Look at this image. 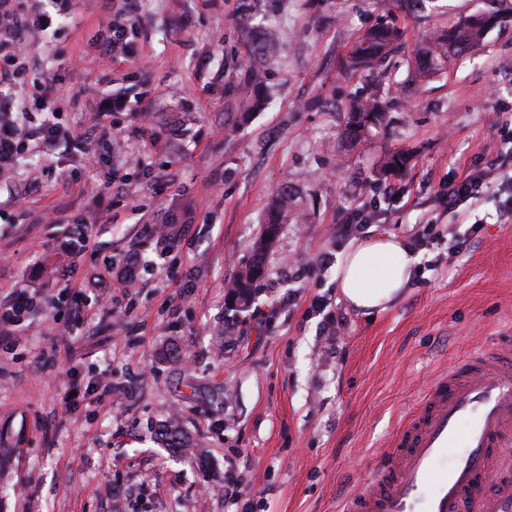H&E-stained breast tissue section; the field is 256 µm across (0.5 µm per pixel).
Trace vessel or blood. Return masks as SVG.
<instances>
[{
    "mask_svg": "<svg viewBox=\"0 0 512 512\" xmlns=\"http://www.w3.org/2000/svg\"><path fill=\"white\" fill-rule=\"evenodd\" d=\"M512 446V336L453 364L426 387L371 475L336 512H512V478L497 476ZM495 478L492 493L480 480Z\"/></svg>",
    "mask_w": 512,
    "mask_h": 512,
    "instance_id": "1",
    "label": "vessel or blood"
}]
</instances>
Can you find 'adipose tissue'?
<instances>
[{"label": "adipose tissue", "mask_w": 512, "mask_h": 512, "mask_svg": "<svg viewBox=\"0 0 512 512\" xmlns=\"http://www.w3.org/2000/svg\"><path fill=\"white\" fill-rule=\"evenodd\" d=\"M415 262L407 245L396 236H375L345 253L337 286L355 308L382 312L400 297Z\"/></svg>", "instance_id": "adipose-tissue-1"}]
</instances>
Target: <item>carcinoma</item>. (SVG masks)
<instances>
[{
  "mask_svg": "<svg viewBox=\"0 0 512 512\" xmlns=\"http://www.w3.org/2000/svg\"><path fill=\"white\" fill-rule=\"evenodd\" d=\"M490 25L483 14L472 15L459 24L448 28L444 33L425 38L414 50L415 78L423 80L434 71L443 68L448 58L475 47ZM242 38L250 54L252 64L247 71V85L251 89L253 106L261 105L264 87L261 63L270 53V44L259 37L258 32L249 24L242 28ZM401 41V32L395 26L377 24L367 29L352 46L343 69L348 72L373 71L397 48ZM384 105L379 89L365 96L353 99L347 110L344 135L351 143H357L369 128L379 125L383 120ZM408 157L401 151L391 153L385 161L384 171L398 174L406 166ZM293 198L288 184L280 186L272 202L267 223L286 224L290 219ZM266 249L258 244L254 247L252 259L233 279L228 299L239 308L248 307L253 300L255 283L264 274ZM160 441L167 447L183 449L189 447V441L180 425L178 417L170 416L158 429Z\"/></svg>",
  "mask_w": 512,
  "mask_h": 512,
  "instance_id": "cac0c4a2",
  "label": "carcinoma"
}]
</instances>
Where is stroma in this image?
Here are the masks:
<instances>
[{"label": "stroma", "mask_w": 512, "mask_h": 512, "mask_svg": "<svg viewBox=\"0 0 512 512\" xmlns=\"http://www.w3.org/2000/svg\"><path fill=\"white\" fill-rule=\"evenodd\" d=\"M12 4L46 28L0 57L18 75L0 107H22L33 134L0 176V299L38 302L0 336V512H336L436 370L512 325V28L415 83L422 38L483 0L413 14L393 0ZM390 20L404 45L382 67L384 120L353 145L345 109L372 80L340 64ZM245 21L275 46L252 112ZM116 29L119 59L94 68ZM51 122L84 132L89 153L45 149ZM397 150L408 167L384 173ZM468 179L473 198L448 208ZM283 184L302 217L235 308L226 285ZM384 233L413 250V273L386 311L354 310L335 263ZM171 413L204 456L158 444Z\"/></svg>", "instance_id": "obj_1"}]
</instances>
